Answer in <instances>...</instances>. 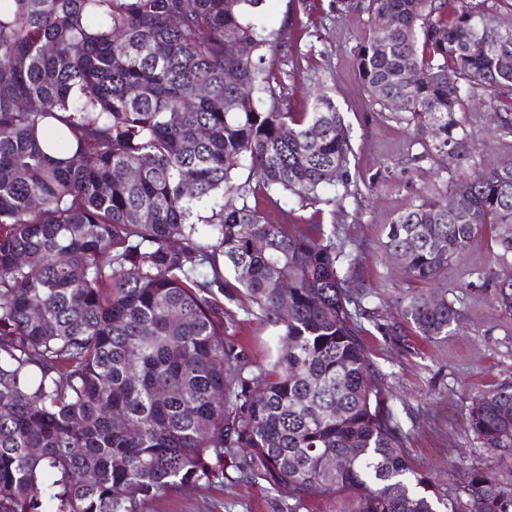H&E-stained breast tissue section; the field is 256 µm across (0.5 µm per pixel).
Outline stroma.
<instances>
[{
  "label": "stroma",
  "mask_w": 512,
  "mask_h": 512,
  "mask_svg": "<svg viewBox=\"0 0 512 512\" xmlns=\"http://www.w3.org/2000/svg\"><path fill=\"white\" fill-rule=\"evenodd\" d=\"M268 28L280 33L284 52L269 56L267 65L283 78L281 94L292 111L311 107L318 87L333 95L350 129L362 199L354 215L294 208L289 214L263 194L247 203L275 223L298 230L318 224L337 227L352 242L361 274L384 302V321L399 319L398 297L412 291L400 264L383 247L384 227L420 197L443 188L447 172L441 160L410 162L406 147L412 134L389 111L374 104L355 70L357 48L369 31L364 12L339 14L331 0H265ZM497 246L483 232L467 254L441 274L437 285L463 312L459 329L440 340L408 335L400 348L372 323H365L361 341L391 391L388 406L398 421L411 458L430 472L439 491L454 492L464 469L482 468L497 480L512 483V456L483 447L469 425L474 396L512 383V316L494 305L480 286L479 274ZM246 302L233 306L236 323L228 340L249 359L267 356L270 329L248 320ZM287 490L242 477L232 459L215 479L159 496L145 512H285Z\"/></svg>",
  "instance_id": "1"
}]
</instances>
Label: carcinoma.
Returning a JSON list of instances; mask_svg holds the SVG:
<instances>
[{
	"label": "carcinoma",
	"mask_w": 512,
	"mask_h": 512,
	"mask_svg": "<svg viewBox=\"0 0 512 512\" xmlns=\"http://www.w3.org/2000/svg\"><path fill=\"white\" fill-rule=\"evenodd\" d=\"M262 3L0 0V512H144L224 473L226 456L288 488L286 512L315 496L344 497L345 512H512V484L480 468L440 493L360 339L364 320L397 346L406 326L448 336L461 316L448 291L408 293L403 322L381 323L337 228L296 233L247 204L260 191L334 213L361 198L332 96L293 112L277 92L266 57L283 42ZM446 4L334 0L388 16L358 48V75L411 129L410 161H446L445 193L385 227L386 253L433 285L488 226L498 252L481 286L512 316L497 271L512 260V154L475 167L480 113L464 111L480 96L512 148V72L498 64L512 32L495 24L512 3L460 0L451 20ZM450 194L483 222L448 212ZM241 295L273 328L261 363L224 340V303ZM470 428L512 455V385L473 398Z\"/></svg>",
	"instance_id": "obj_1"
}]
</instances>
